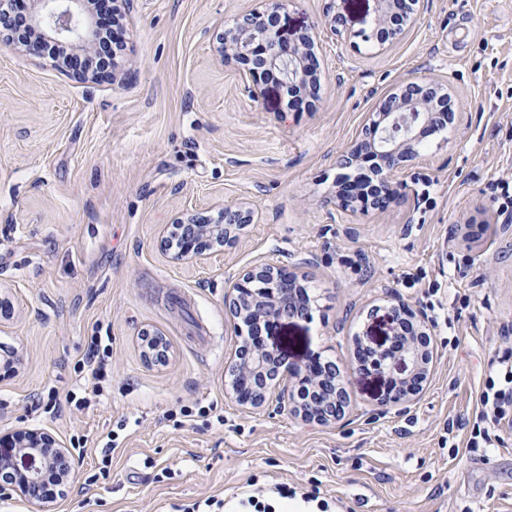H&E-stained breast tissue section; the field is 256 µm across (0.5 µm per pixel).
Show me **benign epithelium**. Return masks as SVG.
<instances>
[{
	"label": "benign epithelium",
	"instance_id": "7a95c632",
	"mask_svg": "<svg viewBox=\"0 0 512 512\" xmlns=\"http://www.w3.org/2000/svg\"><path fill=\"white\" fill-rule=\"evenodd\" d=\"M264 7L255 9L233 20L220 37L221 56L234 59L243 71L256 76L263 70L275 69L292 86L312 79L311 98H316L318 76H309L312 68L315 40L309 33L299 34L293 41L284 38L279 27L284 0H263ZM18 0H0V45L22 54L38 53V44L31 40L18 41L11 24ZM377 14L369 29L353 31L346 16L329 0L325 26L340 39L359 38L365 43L385 46L397 40L412 27L418 15L419 0H377ZM30 24L39 36L50 39L62 49L80 48L86 53L94 49L91 43V23L88 0H36ZM449 82L428 77L402 84L398 91L387 95L375 111L369 113L355 139L336 158L340 167H350L361 155L378 158L380 168L376 175L377 195L369 203L360 200L353 184L337 185L336 194L326 205L348 216L369 210L384 211L397 194L392 177L404 163L417 158L424 147V132L441 131L453 121L442 118L436 111V96H448ZM254 221V214L243 203L227 204L219 209L217 219L209 224L192 220L173 225L167 239L177 237L184 246L176 258H204L213 245H233L239 231ZM303 286L298 275L284 266L262 263L234 282L224 300L234 319L236 335L241 347L235 351L231 375L238 383L236 399L251 413L275 401L278 408L289 411L304 422L328 424L340 421L347 407L348 392L341 377L326 369L321 354L307 361L293 363L281 356L280 348L269 339L251 337L253 324L271 327L283 318L311 319V299L299 297ZM392 335L400 337V349L395 354L372 345L367 339L356 338L357 368L367 373L385 374L395 363L405 365L404 377H392L386 390L378 398L379 412L389 407L415 401L427 383L434 361V353L425 337L431 321L419 308L405 302L387 307ZM144 357L151 364H162L168 358V344L160 333L145 331ZM309 385L320 392L310 402H301L297 390ZM17 467L22 479L3 487L13 491L38 512H50L49 497L41 494L42 467L54 464L64 470L62 484H67L74 465L69 448L50 434L39 429L20 430L5 447L0 448V466Z\"/></svg>",
	"mask_w": 512,
	"mask_h": 512
}]
</instances>
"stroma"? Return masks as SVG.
I'll list each match as a JSON object with an SVG mask.
<instances>
[{
  "instance_id": "obj_1",
  "label": "stroma",
  "mask_w": 512,
  "mask_h": 512,
  "mask_svg": "<svg viewBox=\"0 0 512 512\" xmlns=\"http://www.w3.org/2000/svg\"><path fill=\"white\" fill-rule=\"evenodd\" d=\"M259 0H129L125 48L86 84L47 55L0 46V436L40 428L80 439L77 471L54 512H177L231 501L250 482L316 492L336 512H512V423L470 452L450 420L473 415L483 380L512 354V0H422L419 21L378 50L324 25L327 0H289L287 39L314 31L319 99L291 107L280 81L249 79L217 51L225 26ZM451 81L457 130L427 136L398 172L388 210L331 220L347 171L336 155L367 112L412 77ZM243 201L255 220L234 246L176 259L162 238L178 219L216 218ZM297 272L318 299L312 321L282 320L289 360L325 351L349 393L343 420L241 410L228 374L236 337L224 306L257 263ZM396 295L431 320L430 379L409 406L375 403L394 365L355 367L354 334L388 342ZM169 361L148 365L141 330ZM112 338V376L90 405L75 370L90 336ZM52 391L56 413L38 405ZM212 407L213 421L182 416ZM115 434L112 463L100 450Z\"/></svg>"
}]
</instances>
